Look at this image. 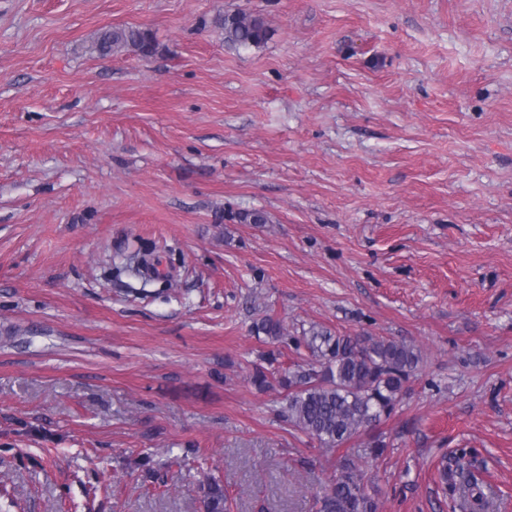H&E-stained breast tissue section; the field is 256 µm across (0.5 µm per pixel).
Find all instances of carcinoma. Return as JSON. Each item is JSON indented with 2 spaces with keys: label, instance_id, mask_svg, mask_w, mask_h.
Returning a JSON list of instances; mask_svg holds the SVG:
<instances>
[{
  "label": "carcinoma",
  "instance_id": "cac0c4a2",
  "mask_svg": "<svg viewBox=\"0 0 512 512\" xmlns=\"http://www.w3.org/2000/svg\"><path fill=\"white\" fill-rule=\"evenodd\" d=\"M216 24L223 33L224 46L234 49L258 47L270 36V28L259 14L226 12ZM91 49L100 56L130 51L147 58L156 54L158 44L147 28L107 27L97 34ZM253 332L274 343L286 340L281 323L271 317L254 323ZM292 340L296 346L305 347L307 361L278 373L273 368L277 354L263 352L249 373L250 383L260 392L279 387L283 397L277 417L319 447L338 448L361 437L362 457L379 459L387 444L375 432L376 426L389 418L400 402L418 369L420 353L403 340L338 336L316 325ZM470 486V512H488L490 499L478 483ZM206 495L208 512H228L224 486L218 480L207 482ZM315 505L316 512L379 509L377 500L366 492L358 464L349 456L336 461V473L323 493L315 497Z\"/></svg>",
  "mask_w": 512,
  "mask_h": 512
}]
</instances>
